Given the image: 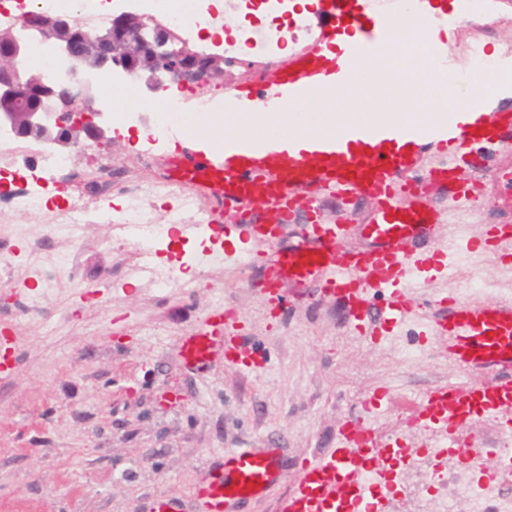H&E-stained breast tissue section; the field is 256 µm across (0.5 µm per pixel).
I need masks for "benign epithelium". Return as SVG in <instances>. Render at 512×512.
Listing matches in <instances>:
<instances>
[{"mask_svg":"<svg viewBox=\"0 0 512 512\" xmlns=\"http://www.w3.org/2000/svg\"><path fill=\"white\" fill-rule=\"evenodd\" d=\"M52 42L73 64L91 61L100 68L135 73L151 94L176 84L224 79V55L196 51L167 24L124 12L97 40H90L68 17L28 13L20 32L0 33L7 51L0 55V130L17 138L36 139L73 150L85 139L109 143L110 127L98 111L99 91L90 84L79 91L49 81L25 67L28 40Z\"/></svg>","mask_w":512,"mask_h":512,"instance_id":"1","label":"benign epithelium"}]
</instances>
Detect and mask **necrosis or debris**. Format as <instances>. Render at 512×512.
I'll list each match as a JSON object with an SVG mask.
<instances>
[{
	"mask_svg": "<svg viewBox=\"0 0 512 512\" xmlns=\"http://www.w3.org/2000/svg\"><path fill=\"white\" fill-rule=\"evenodd\" d=\"M178 9H170L171 0H124L130 11L143 17H163L184 36L191 37L202 26L217 25L221 21L214 0H178ZM68 16L87 35L106 29L112 20V0H10L7 8H0V29H16L24 14L30 10ZM26 67L41 73L49 80H65L75 84L112 85V72L71 64L60 59L51 44L35 39L29 44ZM224 97V87L216 83L190 97L171 99L159 106L152 120L157 134H165L172 112L197 113L211 111ZM0 166L17 177L18 184L0 195V202L16 212H38L46 203L50 185L66 174L70 158L55 155L46 147H32L0 134ZM158 186L136 185L123 188L126 196L124 227L129 239L143 258V270L162 291L182 287L179 273L154 263L160 246L188 236H206L212 226L208 222L209 209L197 196L183 194L180 207L168 223L158 224L153 219V199ZM428 486L437 489L444 501L453 503L464 499L467 512H512V469L488 463L484 470H476L467 459H459L456 471L444 474L431 470L426 476Z\"/></svg>",
	"mask_w": 512,
	"mask_h": 512,
	"instance_id": "4bbe7bcc",
	"label": "necrosis or debris"
}]
</instances>
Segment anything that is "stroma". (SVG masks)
Returning a JSON list of instances; mask_svg holds the SVG:
<instances>
[{"mask_svg": "<svg viewBox=\"0 0 512 512\" xmlns=\"http://www.w3.org/2000/svg\"><path fill=\"white\" fill-rule=\"evenodd\" d=\"M448 45L472 40L479 16L467 0H444ZM280 48L253 47L224 75L225 87L261 85L271 66L285 60ZM112 128V140L95 150L111 156L130 184L164 182V161L181 151L179 139L156 141ZM512 168V146L503 145L483 179L495 216L456 210L450 196L432 187L430 204L446 221L439 244L492 237L491 220L512 223V206L498 195L500 169ZM111 207L125 198L113 192L93 200L83 183L50 194L44 213L0 214V237L16 238L10 268L0 267V342L11 355L0 368V512H151L154 500L176 499L197 512L196 488L222 473L224 460L240 451L272 452L281 476L235 512H286L297 494L304 464L336 449L339 424L355 418L390 444L375 449L390 458L387 488L378 512H439L436 491L422 490L430 468L452 470L455 456L432 455L427 433L407 426L424 396L436 386L463 380L444 342L420 337L424 299H464L468 279L485 299L512 300V240L452 258L447 276L413 288L405 319L375 336L360 334L330 295L316 293L286 309H272L231 263L200 270L205 249L230 250L237 236L183 240L157 260L180 269L185 285L164 294L137 279L141 256L115 222L87 224L75 241L56 239L55 249L74 255L69 272L45 289L29 274L27 242L43 237L53 211L69 203ZM370 204L313 202L309 222L365 223ZM42 294L34 314L24 296ZM233 310L246 343L266 358L249 372L214 356L200 368L184 364L182 339L201 330L216 309ZM417 350L415 361H403ZM389 398L378 414L365 405L378 388Z\"/></svg>", "mask_w": 512, "mask_h": 512, "instance_id": "obj_1", "label": "stroma"}]
</instances>
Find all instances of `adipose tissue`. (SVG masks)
<instances>
[{
	"instance_id": "obj_1",
	"label": "adipose tissue",
	"mask_w": 512,
	"mask_h": 512,
	"mask_svg": "<svg viewBox=\"0 0 512 512\" xmlns=\"http://www.w3.org/2000/svg\"><path fill=\"white\" fill-rule=\"evenodd\" d=\"M439 25L414 12L401 15L392 26V41L380 54L360 59L341 84H328L320 93L307 97L288 111H280L276 99L255 100L248 106L225 107L223 111L191 119L184 143L211 151L243 139L268 141L289 138L310 148L321 137H329L342 126L373 124L400 127L406 124L440 125L460 121L462 113L490 109V97L512 94V77L487 73L468 84L441 72L437 57L444 48ZM399 70L426 76L427 95L413 110L377 109L373 106L378 89L362 84V75L373 71ZM224 132L214 135L215 124Z\"/></svg>"
}]
</instances>
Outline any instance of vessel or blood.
<instances>
[{
  "label": "vessel or blood",
  "mask_w": 512,
  "mask_h": 512,
  "mask_svg": "<svg viewBox=\"0 0 512 512\" xmlns=\"http://www.w3.org/2000/svg\"><path fill=\"white\" fill-rule=\"evenodd\" d=\"M328 26L319 38L276 69L269 96L284 103L302 101L322 89L335 71V59L323 50L331 41L329 26L342 21L356 25L362 38L345 45L341 56L354 62L377 54L389 42L392 18L377 0H326ZM512 135L511 112H481L474 120L448 127L409 125L396 128L357 125L320 140L311 151L291 141H241L231 155L217 156L185 149L168 158L178 183L202 198L216 195L226 204L212 211L211 221L225 234H237L243 245L235 259L256 267L259 293L267 302L286 308L280 290L287 282L309 293L329 290L345 300L367 334L384 324L400 322L411 302L412 283L429 273L445 274L453 253L476 252L483 244L469 240L448 249L426 250L424 243L443 221L440 211L404 199L403 183L417 189L436 185L452 200L472 209L485 207L479 181L484 169L475 152L497 149ZM470 167L463 177L462 167ZM323 194L350 198L362 195L374 203L370 223L310 224L285 232L283 225L256 223L252 205L288 210L296 195ZM359 244H352V237ZM265 244L256 256L251 243ZM233 311L216 312L211 323L180 345L185 362L200 364L216 353L243 365L250 349L239 342ZM422 335L448 342V357L464 370L465 381H448L430 391L411 420L434 437H447L451 427L495 422L501 434L512 435V301H436L425 319ZM380 437L360 421L338 428L336 450L325 460L304 466L302 488L288 502L289 512H323L338 487H351L359 473V458L380 447ZM231 477L196 491L208 512L253 497L271 479L274 463L244 450L230 459Z\"/></svg>",
  "instance_id": "b4317fda"
}]
</instances>
